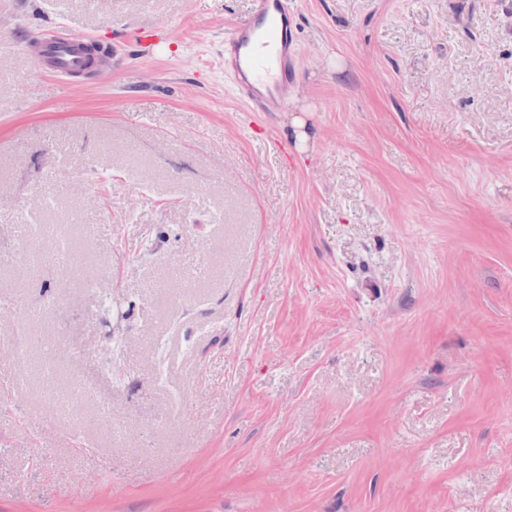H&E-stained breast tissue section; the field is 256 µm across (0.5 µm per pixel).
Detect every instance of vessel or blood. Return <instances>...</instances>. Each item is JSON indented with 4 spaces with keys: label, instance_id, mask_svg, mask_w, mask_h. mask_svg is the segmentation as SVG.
Returning a JSON list of instances; mask_svg holds the SVG:
<instances>
[{
    "label": "vessel or blood",
    "instance_id": "b4317fda",
    "mask_svg": "<svg viewBox=\"0 0 512 512\" xmlns=\"http://www.w3.org/2000/svg\"><path fill=\"white\" fill-rule=\"evenodd\" d=\"M292 13L291 0H259L254 14L224 40V67L236 76L234 92L264 112L278 111L295 77L293 41L288 36ZM82 42L79 36L66 40L48 34L34 37L25 49L47 71L69 81L86 68V57L78 50Z\"/></svg>",
    "mask_w": 512,
    "mask_h": 512
}]
</instances>
